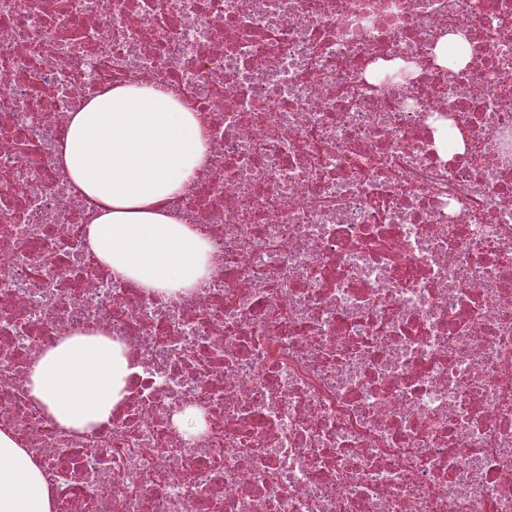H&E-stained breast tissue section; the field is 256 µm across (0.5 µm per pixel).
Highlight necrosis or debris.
<instances>
[{"instance_id": "necrosis-or-debris-1", "label": "necrosis or debris", "mask_w": 512, "mask_h": 512, "mask_svg": "<svg viewBox=\"0 0 512 512\" xmlns=\"http://www.w3.org/2000/svg\"><path fill=\"white\" fill-rule=\"evenodd\" d=\"M108 78L200 119L189 291L57 170ZM509 137L512 0H0V430L55 512H512ZM92 327L131 373L73 434L28 368Z\"/></svg>"}]
</instances>
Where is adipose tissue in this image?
<instances>
[{"instance_id": "1", "label": "adipose tissue", "mask_w": 512, "mask_h": 512, "mask_svg": "<svg viewBox=\"0 0 512 512\" xmlns=\"http://www.w3.org/2000/svg\"><path fill=\"white\" fill-rule=\"evenodd\" d=\"M204 162L202 127L163 87L122 85L72 113L61 172L100 208L87 227L113 275L168 292L208 273L207 244L169 208ZM130 374L121 344L104 331L75 333L43 352L26 386L67 431L109 422ZM0 512H54L41 468L13 433L0 431Z\"/></svg>"}]
</instances>
